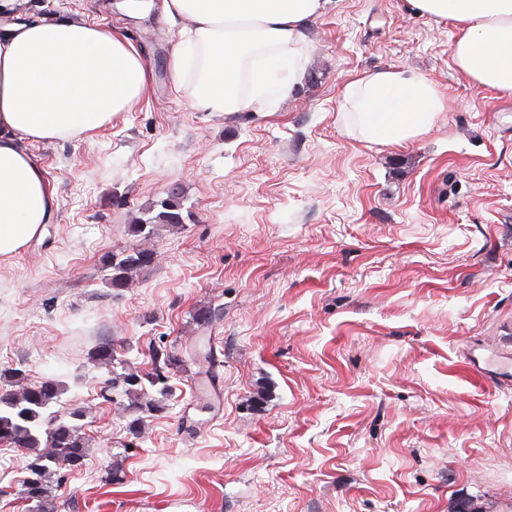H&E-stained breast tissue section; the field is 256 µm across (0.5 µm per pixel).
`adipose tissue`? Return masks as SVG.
Instances as JSON below:
<instances>
[{
  "label": "adipose tissue",
  "instance_id": "ef3b65f1",
  "mask_svg": "<svg viewBox=\"0 0 512 512\" xmlns=\"http://www.w3.org/2000/svg\"><path fill=\"white\" fill-rule=\"evenodd\" d=\"M450 20L459 71L512 95V0H410ZM329 0H163L183 22L169 59L193 105L231 115L286 97L303 72L305 31ZM151 73L126 36L84 16L30 18L0 28V258L48 224L55 192L21 140L51 142L95 131L148 92ZM343 107L359 138L402 143L428 131L443 109L424 75L389 68L347 84Z\"/></svg>",
  "mask_w": 512,
  "mask_h": 512
}]
</instances>
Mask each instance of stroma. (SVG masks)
I'll use <instances>...</instances> for the list:
<instances>
[{
	"label": "stroma",
	"instance_id": "35a3bbf8",
	"mask_svg": "<svg viewBox=\"0 0 512 512\" xmlns=\"http://www.w3.org/2000/svg\"><path fill=\"white\" fill-rule=\"evenodd\" d=\"M28 4L123 31L152 75L103 128L22 143L56 210L0 260V369L58 380L52 415L83 413L57 512H512V385L469 362L512 338V96L459 71L453 25L408 0H330L290 95L227 117L175 86L181 26L162 0L149 23L99 0ZM385 68L445 104L413 141H360L342 109L348 82ZM174 184L182 227L143 239L154 262L112 287L104 255ZM105 342L142 373L155 345L184 360L140 437L127 397L100 396ZM24 461L0 448V512H38Z\"/></svg>",
	"mask_w": 512,
	"mask_h": 512
}]
</instances>
